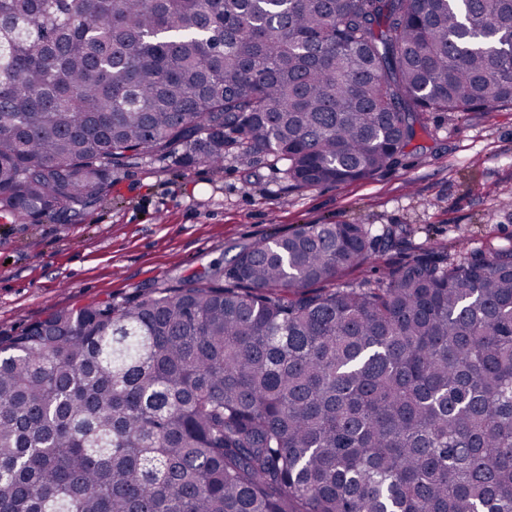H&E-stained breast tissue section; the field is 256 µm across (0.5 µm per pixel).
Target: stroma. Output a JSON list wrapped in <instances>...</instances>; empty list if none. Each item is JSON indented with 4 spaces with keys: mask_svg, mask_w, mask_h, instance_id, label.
<instances>
[{
    "mask_svg": "<svg viewBox=\"0 0 512 512\" xmlns=\"http://www.w3.org/2000/svg\"><path fill=\"white\" fill-rule=\"evenodd\" d=\"M398 164L365 179L296 188L264 152L224 166L132 156L81 222L0 216V336L60 309L140 300L228 269L243 249L299 224H369L363 283L426 245L512 246V106L430 112Z\"/></svg>",
    "mask_w": 512,
    "mask_h": 512,
    "instance_id": "35a3bbf8",
    "label": "stroma"
}]
</instances>
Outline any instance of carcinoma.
Instances as JSON below:
<instances>
[{
	"instance_id": "carcinoma-1",
	"label": "carcinoma",
	"mask_w": 512,
	"mask_h": 512,
	"mask_svg": "<svg viewBox=\"0 0 512 512\" xmlns=\"http://www.w3.org/2000/svg\"><path fill=\"white\" fill-rule=\"evenodd\" d=\"M487 29L512 0H0V212L76 222L130 153L366 178L512 104ZM373 244L300 224L0 337V512H512V248L343 282Z\"/></svg>"
}]
</instances>
